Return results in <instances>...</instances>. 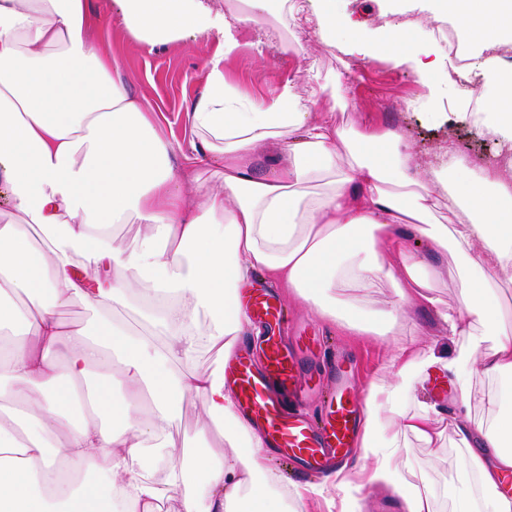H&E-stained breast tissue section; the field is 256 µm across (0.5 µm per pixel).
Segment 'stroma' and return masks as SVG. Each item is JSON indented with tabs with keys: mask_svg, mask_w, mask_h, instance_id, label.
<instances>
[{
	"mask_svg": "<svg viewBox=\"0 0 512 512\" xmlns=\"http://www.w3.org/2000/svg\"><path fill=\"white\" fill-rule=\"evenodd\" d=\"M291 24L300 45L283 47L270 31L253 25L237 30L238 45L224 59V78L251 99L273 95L285 83H293L300 91L319 89L332 75L342 80V103L335 114L339 124L348 128L369 127L395 130L411 155L415 170L440 166L449 151L468 156L473 173L486 167L505 169L512 166V142L497 136L479 134L455 115L467 111L472 98L481 96V81H473L462 89L457 71L438 75L437 83H449L446 102L435 109H421L429 96L427 78L408 68L394 66L386 55L369 54L367 41L381 35L386 20L400 25L405 35L420 29L434 31V23L422 21L412 11L401 10L388 15L390 0H336L337 18L347 20L364 36L363 42L351 43L340 38L336 50L320 47L319 13L315 0H288ZM95 24L92 39L104 51L118 56L119 77L128 92L149 105L156 113L161 129L172 141L175 167L184 164L195 134L187 120V106L200 94L206 81V62L212 47H194L171 42L149 45L132 39L123 27L113 0H88ZM285 322L281 335L289 345L299 337L318 339L313 354L303 356L301 371L314 377L317 394L299 407L311 420L320 419L334 380L330 363L341 357L355 366L354 381L366 390L374 377L384 371L396 338L420 348L451 343L448 327L433 312L416 307L406 308L394 335L366 336L345 332L327 323L303 305L286 301L282 304ZM406 453L418 477L431 487L437 512H448L449 504L443 488L456 478L460 470V450L453 432H445L436 444L428 446L415 438L405 440Z\"/></svg>",
	"mask_w": 512,
	"mask_h": 512,
	"instance_id": "obj_1",
	"label": "stroma"
}]
</instances>
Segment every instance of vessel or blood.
Instances as JSON below:
<instances>
[{"instance_id":"1","label":"vessel or blood","mask_w":512,"mask_h":512,"mask_svg":"<svg viewBox=\"0 0 512 512\" xmlns=\"http://www.w3.org/2000/svg\"><path fill=\"white\" fill-rule=\"evenodd\" d=\"M281 305L267 288L252 289L247 300L249 315L268 326L263 342L264 363L254 367L250 358L237 357L229 371L238 390L240 411L251 424L262 429L269 448L286 454L312 470L342 465L357 443L361 426L352 383L353 367L344 360L332 365L336 393L321 425H313L297 411L287 410L286 399L300 400L312 389L301 381L297 353L289 351L276 335Z\"/></svg>"}]
</instances>
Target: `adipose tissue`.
Masks as SVG:
<instances>
[{
	"mask_svg": "<svg viewBox=\"0 0 512 512\" xmlns=\"http://www.w3.org/2000/svg\"><path fill=\"white\" fill-rule=\"evenodd\" d=\"M135 40L216 42L206 84L187 109L203 172H176L154 114L118 77L119 61L93 43L87 0H0V512H288L289 499L334 492L359 512L369 486L396 491L403 512H434L427 486L406 480L402 436L425 444L444 424L463 445L449 484L451 512H512L501 482L512 473V335L496 292L512 288V180L470 174L467 159L421 173L392 130H348L319 114L293 85L268 101L243 99L224 80L239 25H263L272 0H114ZM425 21L452 16L470 40L512 42V0H409ZM374 52L420 76L445 69L429 34L402 40L384 25ZM490 89L479 129L512 141V64L486 59ZM284 153L259 176L260 148ZM453 215L444 223V215ZM115 224H136L131 242ZM419 233L429 246L410 243ZM453 255L465 291L435 293L429 256ZM260 271L293 299L350 331L389 334L404 307L433 310L452 349L395 344L363 396L360 457L366 478L324 477L287 495L267 467L261 435L244 420L224 366L248 318L241 287ZM390 282L396 299L361 315L336 302L340 288ZM98 309L73 328L60 308ZM127 308L153 345L109 310ZM216 365L197 367L200 353ZM455 386L454 415L437 405L407 414L409 387L429 374ZM497 384L494 415L471 417L474 386ZM203 403L192 454L170 451L180 402ZM477 484H470V477ZM181 491L173 500V491Z\"/></svg>",
	"mask_w": 512,
	"mask_h": 512,
	"instance_id": "ef3b65f1",
	"label": "adipose tissue"
}]
</instances>
